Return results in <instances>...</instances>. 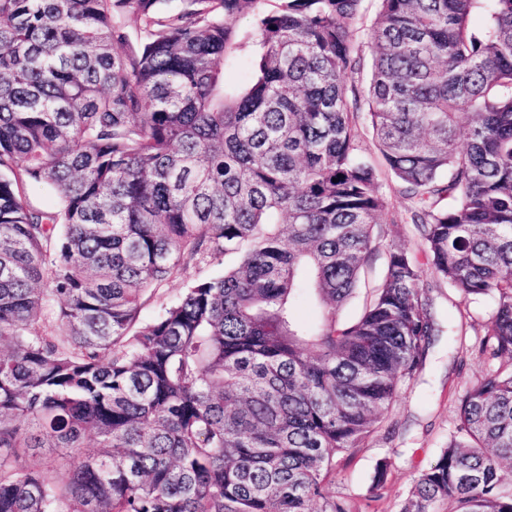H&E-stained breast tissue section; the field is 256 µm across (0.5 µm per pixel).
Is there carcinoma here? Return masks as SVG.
Masks as SVG:
<instances>
[{
  "mask_svg": "<svg viewBox=\"0 0 512 512\" xmlns=\"http://www.w3.org/2000/svg\"><path fill=\"white\" fill-rule=\"evenodd\" d=\"M265 2L0 0V512H352L336 459L423 371L428 278L492 298L490 371L400 512H512V0H379L364 94L365 0ZM361 120L421 256L387 248L343 321L389 210ZM378 10V0H368L367 10L358 25V45L359 54L361 56V68L357 74L353 75V79L358 84H366L370 77L371 56L367 44V33L375 21ZM252 74L250 55L246 51H240L225 64L224 81L231 86L242 88L250 82ZM385 267V255L381 251L375 254L370 261L367 271L362 279V289L360 294L354 297L341 311L342 320H348L355 317L361 309L364 288H371L381 278ZM363 291V292H362ZM223 269L224 259L220 264L218 261H214L212 263L201 264L198 267L190 268L184 277V281L173 282L165 287V296L167 298H175L180 294L182 288H185L188 283L219 273Z\"/></svg>",
  "mask_w": 512,
  "mask_h": 512,
  "instance_id": "1",
  "label": "carcinoma"
}]
</instances>
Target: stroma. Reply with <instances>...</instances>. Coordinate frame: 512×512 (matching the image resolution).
I'll return each mask as SVG.
<instances>
[{
	"label": "stroma",
	"mask_w": 512,
	"mask_h": 512,
	"mask_svg": "<svg viewBox=\"0 0 512 512\" xmlns=\"http://www.w3.org/2000/svg\"><path fill=\"white\" fill-rule=\"evenodd\" d=\"M379 184L390 209L399 216L397 223L383 226L387 243L418 253L419 235L414 225L404 219L408 200L387 172H380ZM429 297L439 324L456 328L457 335L452 340L444 335L437 337L420 377L403 388L388 419L396 428L395 436L376 435L365 447L338 460L333 490L351 503L354 512H399L414 478L436 459L453 433L457 424L456 398L488 370L486 364L472 355L465 366L456 367L454 357L459 350H469L477 331L488 321L492 311L490 300L467 304L445 285L430 289ZM463 308L470 312L465 323L459 318ZM382 460L389 464L387 491L381 500L373 501L369 498L371 477L377 462Z\"/></svg>",
	"instance_id": "stroma-1"
}]
</instances>
